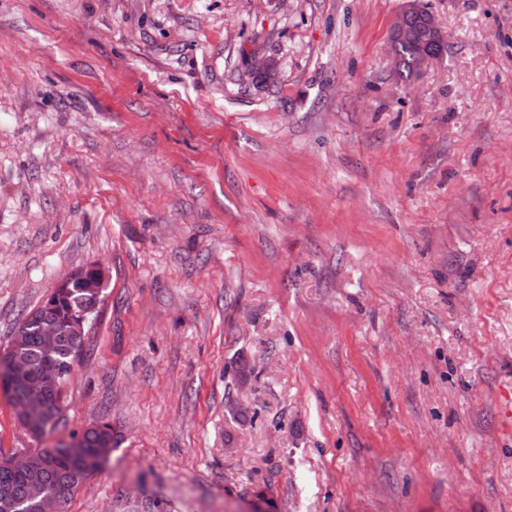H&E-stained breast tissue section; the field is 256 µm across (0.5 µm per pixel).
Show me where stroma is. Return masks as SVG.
<instances>
[{"mask_svg":"<svg viewBox=\"0 0 512 512\" xmlns=\"http://www.w3.org/2000/svg\"><path fill=\"white\" fill-rule=\"evenodd\" d=\"M403 3L0 0V349L106 271L58 428L0 394L111 425L68 512H512V0L409 81Z\"/></svg>","mask_w":512,"mask_h":512,"instance_id":"1","label":"stroma"}]
</instances>
